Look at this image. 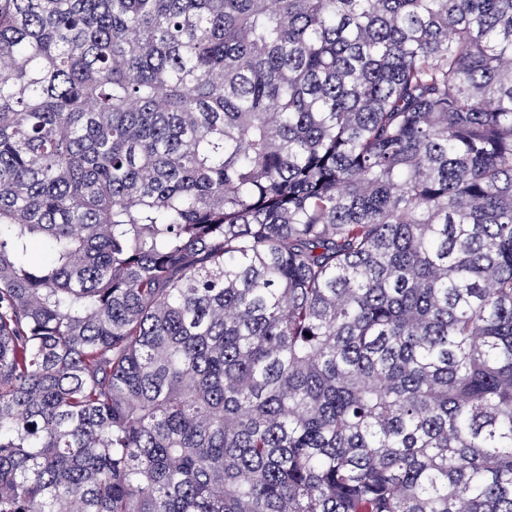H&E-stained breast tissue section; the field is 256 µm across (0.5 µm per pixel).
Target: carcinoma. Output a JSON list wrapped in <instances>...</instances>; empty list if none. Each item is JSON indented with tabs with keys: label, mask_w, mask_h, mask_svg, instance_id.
<instances>
[{
	"label": "carcinoma",
	"mask_w": 512,
	"mask_h": 512,
	"mask_svg": "<svg viewBox=\"0 0 512 512\" xmlns=\"http://www.w3.org/2000/svg\"><path fill=\"white\" fill-rule=\"evenodd\" d=\"M0 512H512V0H0Z\"/></svg>",
	"instance_id": "carcinoma-1"
}]
</instances>
